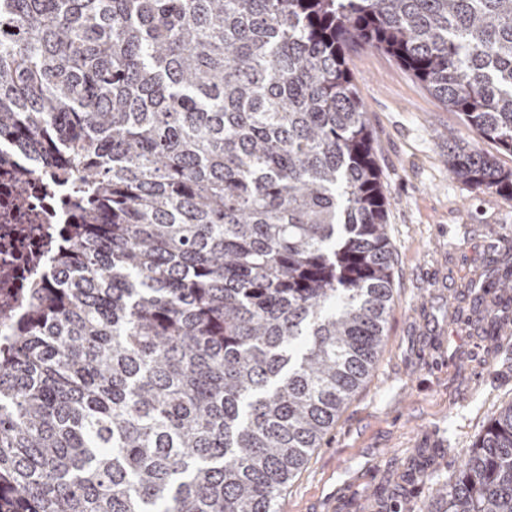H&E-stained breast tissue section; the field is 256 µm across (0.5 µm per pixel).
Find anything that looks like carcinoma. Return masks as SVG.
I'll return each mask as SVG.
<instances>
[{
  "label": "carcinoma",
  "mask_w": 512,
  "mask_h": 512,
  "mask_svg": "<svg viewBox=\"0 0 512 512\" xmlns=\"http://www.w3.org/2000/svg\"><path fill=\"white\" fill-rule=\"evenodd\" d=\"M355 46L512 194V0H0V140L84 213L0 351V512H276L394 301ZM434 501L512 512V402Z\"/></svg>",
  "instance_id": "obj_1"
}]
</instances>
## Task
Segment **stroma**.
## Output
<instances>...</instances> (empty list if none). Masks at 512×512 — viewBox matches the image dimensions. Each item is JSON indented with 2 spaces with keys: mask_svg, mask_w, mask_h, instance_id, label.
I'll return each instance as SVG.
<instances>
[{
  "mask_svg": "<svg viewBox=\"0 0 512 512\" xmlns=\"http://www.w3.org/2000/svg\"><path fill=\"white\" fill-rule=\"evenodd\" d=\"M348 69L373 133L389 205L395 303L372 376L279 501L280 512H422L459 451L512 401V293L473 281L512 261V196L448 172L459 116L390 54L360 49ZM425 481L413 480L412 464Z\"/></svg>",
  "mask_w": 512,
  "mask_h": 512,
  "instance_id": "obj_1",
  "label": "stroma"
}]
</instances>
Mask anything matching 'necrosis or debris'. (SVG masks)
<instances>
[{
  "label": "necrosis or debris",
  "mask_w": 512,
  "mask_h": 512,
  "mask_svg": "<svg viewBox=\"0 0 512 512\" xmlns=\"http://www.w3.org/2000/svg\"><path fill=\"white\" fill-rule=\"evenodd\" d=\"M27 178H19V171ZM77 201L55 170L39 157L14 154L0 143V338L26 319L35 287L55 281L61 227L75 223Z\"/></svg>",
  "instance_id": "4bbe7bcc"
}]
</instances>
